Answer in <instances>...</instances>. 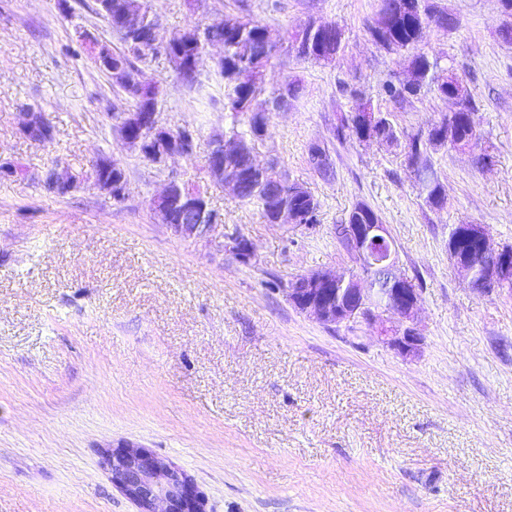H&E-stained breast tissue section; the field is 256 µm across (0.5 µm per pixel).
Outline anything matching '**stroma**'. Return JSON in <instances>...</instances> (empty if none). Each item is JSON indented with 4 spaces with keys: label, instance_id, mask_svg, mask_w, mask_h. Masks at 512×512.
Returning a JSON list of instances; mask_svg holds the SVG:
<instances>
[{
    "label": "stroma",
    "instance_id": "35a3bbf8",
    "mask_svg": "<svg viewBox=\"0 0 512 512\" xmlns=\"http://www.w3.org/2000/svg\"><path fill=\"white\" fill-rule=\"evenodd\" d=\"M454 30L430 27L471 92L478 165L449 147L434 156L442 210L417 195L399 150L333 130L358 97L415 129L450 110L429 93L404 104L382 90L408 54L370 40L378 0H247L274 29L337 22L344 49L324 66L274 60L269 85L300 93L274 113L258 158L276 156L320 203L315 230L263 223L251 205L210 186L212 207L254 242V266L171 234L151 209L171 177L203 180L211 135L224 129V88L210 64L195 83L164 59L144 64L169 127L200 131L196 153L157 170L119 138L121 93L93 64L119 47L95 0H0V512H139L113 486L101 449L141 446L196 483L204 512H512V292L468 288L448 258L456 224L512 244V45L497 34L496 0H436ZM235 0H152L161 36L235 11ZM42 112L56 139L19 132ZM328 147L322 179L307 148ZM102 156L126 172L113 200L92 183L56 196V164L89 170ZM382 217L399 268L420 286L421 352L404 357L377 331L324 326L276 281L350 267L333 227L357 201Z\"/></svg>",
    "mask_w": 512,
    "mask_h": 512
}]
</instances>
